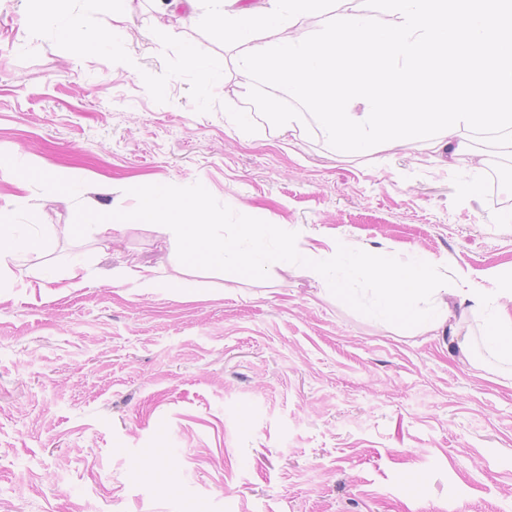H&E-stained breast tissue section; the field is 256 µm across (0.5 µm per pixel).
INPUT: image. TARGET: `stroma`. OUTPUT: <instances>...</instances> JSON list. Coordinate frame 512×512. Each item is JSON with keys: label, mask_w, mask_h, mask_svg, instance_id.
<instances>
[{"label": "stroma", "mask_w": 512, "mask_h": 512, "mask_svg": "<svg viewBox=\"0 0 512 512\" xmlns=\"http://www.w3.org/2000/svg\"><path fill=\"white\" fill-rule=\"evenodd\" d=\"M29 9L0 0V160L16 171L0 225L48 243L0 274V512H512V360L482 321L463 325L465 358L350 300L363 275L321 299L278 266L205 257L238 225L276 224L301 257L343 241L492 288L512 270L493 194L512 201V182L484 174L465 195L468 160L439 169L421 141L340 156L309 122L225 132V109L248 106L237 50L198 12L132 0L122 38L76 58ZM151 187L207 212L194 255L134 221ZM135 260L157 264L156 287L113 285ZM77 262L91 286L28 299Z\"/></svg>", "instance_id": "stroma-1"}]
</instances>
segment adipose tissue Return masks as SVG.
Returning <instances> with one entry per match:
<instances>
[{
    "label": "adipose tissue",
    "mask_w": 512,
    "mask_h": 512,
    "mask_svg": "<svg viewBox=\"0 0 512 512\" xmlns=\"http://www.w3.org/2000/svg\"><path fill=\"white\" fill-rule=\"evenodd\" d=\"M210 24L220 30L225 39L240 48L275 41L289 28L303 22L318 11L324 0H264L262 8H254L248 0H209ZM124 20L123 11H113L110 20L96 32H82L68 12L44 9L30 17L32 26L50 29L67 36L74 54L83 55L119 36ZM141 220L157 224L177 246L208 236L210 224L206 212L198 206H188L177 199L162 200L151 190L141 197ZM209 259L223 263L232 271H262L266 266L283 267L299 264L304 275L325 283L343 279L349 271L366 274L375 285L369 309L378 318L414 320L426 330L447 329L449 343L466 351L459 325L453 324L455 313L483 318L490 343L512 355V272L503 274L497 288H456L441 280L433 261L418 258L401 263L384 261L378 254L355 250L337 244L328 257L309 255L296 261L289 242L269 225L244 224L232 239L210 241Z\"/></svg>",
    "instance_id": "adipose-tissue-1"
}]
</instances>
